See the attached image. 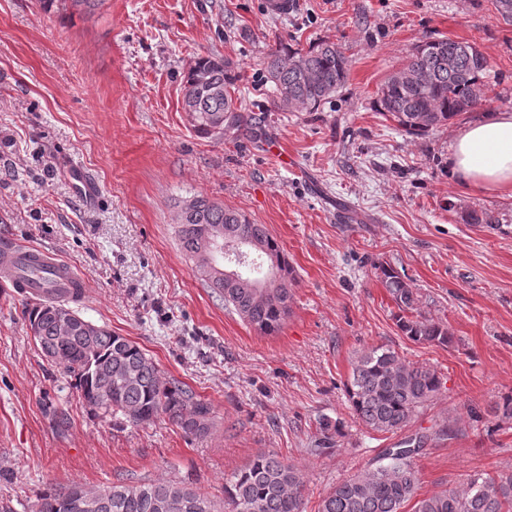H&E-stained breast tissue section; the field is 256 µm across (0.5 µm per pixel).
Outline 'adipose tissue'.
Listing matches in <instances>:
<instances>
[{"label":"adipose tissue","instance_id":"ef3b65f1","mask_svg":"<svg viewBox=\"0 0 512 512\" xmlns=\"http://www.w3.org/2000/svg\"><path fill=\"white\" fill-rule=\"evenodd\" d=\"M460 184L512 197V112H489L463 127L448 153Z\"/></svg>","mask_w":512,"mask_h":512}]
</instances>
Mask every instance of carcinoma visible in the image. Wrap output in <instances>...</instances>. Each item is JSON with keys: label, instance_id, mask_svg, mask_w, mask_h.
Here are the masks:
<instances>
[{"label": "carcinoma", "instance_id": "1", "mask_svg": "<svg viewBox=\"0 0 512 512\" xmlns=\"http://www.w3.org/2000/svg\"><path fill=\"white\" fill-rule=\"evenodd\" d=\"M459 42L438 40L439 50L416 47L405 67L425 69L430 75L423 88L404 86L388 76L378 91L377 105L401 131L422 136L448 124L455 116L470 112L487 101L484 76L488 59L470 43L457 55L456 68L441 65V56L458 49ZM351 60L344 49L320 41L307 50L279 43L264 61L266 79L272 83L277 110L315 111L347 82ZM238 74L223 56L195 59L183 80L182 105L191 108L190 125L203 138L226 131L254 133L262 128L264 116L243 112L236 96ZM221 233L224 238L243 237L254 245L249 258L253 269L275 262L283 272L282 282L271 286L266 296L256 297L244 283L228 288L224 279L202 256L205 238ZM178 238L192 260L195 272L205 281L224 307L260 332L279 331L290 313L293 266L265 225L255 224L242 212L226 208L196 195L182 201L178 213ZM386 288L397 306V327L409 339L446 345L448 327L417 314L419 295L391 268L380 267ZM78 315L61 301L43 300L28 310L29 327L43 356L58 365L70 378L77 395L93 411L121 414L136 425L148 424L164 415L191 436H204L213 424V406L189 387L166 380L152 358L136 343L104 326L92 325L63 330L57 308ZM112 386V400H99V389ZM443 387L434 369L414 365L389 348L374 347L364 352L352 368L346 393L354 416L367 430L396 433L410 425L423 407ZM324 449L333 447L339 423L319 421ZM449 430L405 437L386 448L370 467L342 480L322 498L318 512H512V470L494 475L475 474L463 489L449 488L418 497L415 456L427 441L441 439ZM87 493L97 498L98 512H218L217 504L205 494L175 481L117 483L87 487L81 483L46 487L37 497L36 512H78L76 497ZM224 508L228 512H304V481L300 471L275 453L256 455L244 469L224 479Z\"/></svg>", "mask_w": 512, "mask_h": 512}]
</instances>
